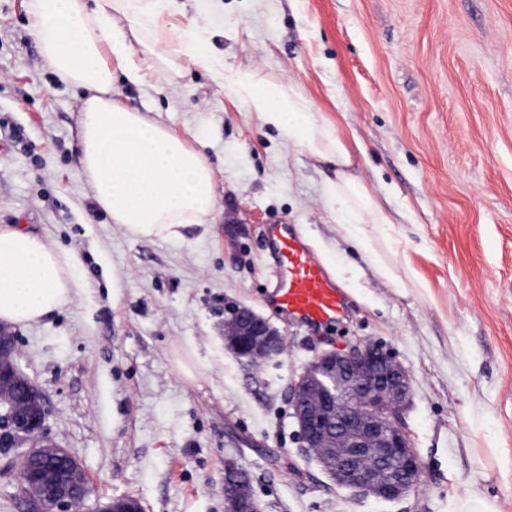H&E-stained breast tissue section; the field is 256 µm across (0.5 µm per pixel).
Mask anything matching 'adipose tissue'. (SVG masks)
Wrapping results in <instances>:
<instances>
[{
    "instance_id": "1",
    "label": "adipose tissue",
    "mask_w": 512,
    "mask_h": 512,
    "mask_svg": "<svg viewBox=\"0 0 512 512\" xmlns=\"http://www.w3.org/2000/svg\"><path fill=\"white\" fill-rule=\"evenodd\" d=\"M172 0H30L41 54L63 80L90 96L80 119L83 171L96 203L134 237L172 239L207 223L215 209V173L206 156L173 128L112 99V69L134 83L141 63L164 57L159 21ZM265 124L310 154L333 159L336 181L326 203L338 223L387 224L390 215L347 169L351 152L337 127L295 91L259 83L247 72L228 77ZM76 255L17 228H0V322L27 326L67 305L77 289Z\"/></svg>"
}]
</instances>
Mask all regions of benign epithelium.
Wrapping results in <instances>:
<instances>
[{
	"instance_id": "7a95c632",
	"label": "benign epithelium",
	"mask_w": 512,
	"mask_h": 512,
	"mask_svg": "<svg viewBox=\"0 0 512 512\" xmlns=\"http://www.w3.org/2000/svg\"><path fill=\"white\" fill-rule=\"evenodd\" d=\"M225 347L254 363L278 356L279 331L246 305L224 320ZM411 394L409 374L380 344L318 354L290 384L292 418L302 448L316 455L339 486L384 501L404 497L421 480L419 457L403 426ZM46 407L34 380L19 365L15 336L0 329V448L19 458L17 496L26 512H145L130 496L93 500L80 463L45 433ZM236 463L224 471V512H265L252 491L235 479Z\"/></svg>"
}]
</instances>
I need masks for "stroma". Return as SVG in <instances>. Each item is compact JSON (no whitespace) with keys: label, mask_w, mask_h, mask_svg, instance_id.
<instances>
[{"label":"stroma","mask_w":512,"mask_h":512,"mask_svg":"<svg viewBox=\"0 0 512 512\" xmlns=\"http://www.w3.org/2000/svg\"><path fill=\"white\" fill-rule=\"evenodd\" d=\"M30 0H0V225L76 254L62 309L14 327L50 438L96 494L145 512H224V466L266 512H512V0H175L166 63L112 97L172 126L216 173L214 217L171 240L132 237L81 164L86 90L31 33ZM228 73L292 87L353 147L351 172L389 210L370 257L324 204L333 162L288 144L247 99L177 52L193 26ZM299 231L349 299L329 328L279 315L265 228ZM385 260L394 279L382 277ZM246 305L284 339L251 366L224 345ZM382 344L405 367L402 419L422 463L396 502L355 495L300 448L288 402L321 351Z\"/></svg>","instance_id":"stroma-1"}]
</instances>
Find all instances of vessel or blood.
Wrapping results in <instances>:
<instances>
[{
  "instance_id": "1",
  "label": "vessel or blood",
  "mask_w": 512,
  "mask_h": 512,
  "mask_svg": "<svg viewBox=\"0 0 512 512\" xmlns=\"http://www.w3.org/2000/svg\"><path fill=\"white\" fill-rule=\"evenodd\" d=\"M266 234L274 247L272 307L310 326L338 322L347 311V296L305 238L282 224L268 225Z\"/></svg>"
}]
</instances>
